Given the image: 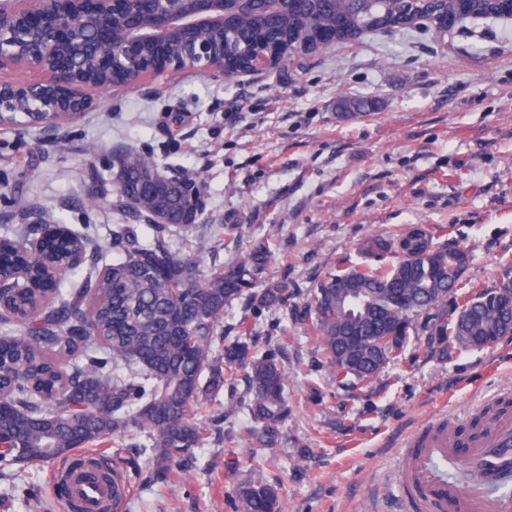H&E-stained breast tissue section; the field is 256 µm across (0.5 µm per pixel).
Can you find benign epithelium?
I'll use <instances>...</instances> for the list:
<instances>
[{
	"label": "benign epithelium",
	"mask_w": 512,
	"mask_h": 512,
	"mask_svg": "<svg viewBox=\"0 0 512 512\" xmlns=\"http://www.w3.org/2000/svg\"><path fill=\"white\" fill-rule=\"evenodd\" d=\"M246 0H0V71L34 70V81H0V124L10 107L1 97L10 89L41 103L42 119L79 116L94 103V94L112 86V73L121 71L126 82H139L158 57L175 72L252 74L282 67L258 52L251 68L239 71L225 64L224 52L199 42L192 53L168 56V45L186 33L224 30L238 23ZM91 57L100 78H91L77 66L76 55Z\"/></svg>",
	"instance_id": "7a95c632"
}]
</instances>
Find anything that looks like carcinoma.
<instances>
[{"mask_svg": "<svg viewBox=\"0 0 512 512\" xmlns=\"http://www.w3.org/2000/svg\"><path fill=\"white\" fill-rule=\"evenodd\" d=\"M455 10L453 0H285L271 12L261 3L237 26L206 39L224 43L243 66L247 38L278 29L299 55L321 51L319 37L352 41L366 32H393L422 14L438 28ZM481 17L498 12L496 0H469ZM120 207L146 221L142 239L125 224L112 229L116 257L98 269L101 255L88 251L91 237L64 224H20L0 237V253L13 260L0 274V458L23 469L56 462L81 465L74 451L132 431L152 439L159 468L203 445L197 410L207 388L227 381L226 371L245 369L250 394L246 411L270 445L288 418L286 370L274 352L235 339L214 354L217 329L228 306L243 300L256 309L283 308L292 295L286 279L268 280L270 241L253 238L227 267L200 268L197 255L209 237L199 183L159 174L137 152L114 155ZM46 232L40 249L32 236ZM182 237L180 246L171 244ZM375 260L343 266L310 290L306 308L329 367L341 380L367 385L390 364L407 360L412 339L427 336V352L445 359L456 350H479L487 338L512 332V306L497 295L505 270L491 287L465 281L469 254L437 243L409 227L396 241L371 237L362 244ZM91 257L92 271L72 285L65 276ZM461 310L448 314V302ZM224 366H219V363ZM243 512H284L277 489L258 476L240 491Z\"/></svg>", "mask_w": 512, "mask_h": 512, "instance_id": "1", "label": "carcinoma"}]
</instances>
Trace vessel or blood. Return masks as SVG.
Returning a JSON list of instances; mask_svg holds the SVG:
<instances>
[{"instance_id": "b4317fda", "label": "vessel or blood", "mask_w": 512, "mask_h": 512, "mask_svg": "<svg viewBox=\"0 0 512 512\" xmlns=\"http://www.w3.org/2000/svg\"><path fill=\"white\" fill-rule=\"evenodd\" d=\"M464 460L471 478L460 485L450 480L448 465ZM414 484L441 512H512V419L502 418L471 447L441 426L417 439L406 462ZM72 497L94 512L98 502L111 499L108 485L77 482Z\"/></svg>"}]
</instances>
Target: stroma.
<instances>
[{
	"instance_id": "obj_1",
	"label": "stroma",
	"mask_w": 512,
	"mask_h": 512,
	"mask_svg": "<svg viewBox=\"0 0 512 512\" xmlns=\"http://www.w3.org/2000/svg\"><path fill=\"white\" fill-rule=\"evenodd\" d=\"M127 149L202 181V223L226 228L202 267L232 265L266 236L269 276L294 290L284 308L234 302L220 326L283 359L277 442L252 439L245 411L226 412L246 396L235 370L209 391L206 445L175 477L153 476L146 434L101 444L129 461L120 512H242L239 491L258 475L286 512H417L401 475L408 441L445 420L468 429L497 405L512 390V337L445 360L420 338L413 362L355 387L328 367L306 300L337 260L363 263L364 240L415 224L469 252L467 280L490 286L512 266V20L445 39L425 25L369 34L290 59L276 79L161 69L59 127L0 125V236L60 222L111 245L113 225L133 221L112 180V155ZM57 469L0 462V512H64Z\"/></svg>"
}]
</instances>
